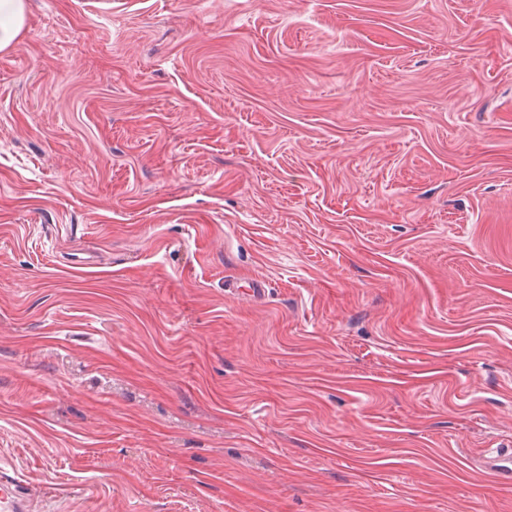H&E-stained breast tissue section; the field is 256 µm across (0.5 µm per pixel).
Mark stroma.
Wrapping results in <instances>:
<instances>
[{
	"label": "stroma",
	"instance_id": "35a3bbf8",
	"mask_svg": "<svg viewBox=\"0 0 512 512\" xmlns=\"http://www.w3.org/2000/svg\"><path fill=\"white\" fill-rule=\"evenodd\" d=\"M28 2L0 470L30 512H512L480 466L512 450V0Z\"/></svg>",
	"mask_w": 512,
	"mask_h": 512
}]
</instances>
